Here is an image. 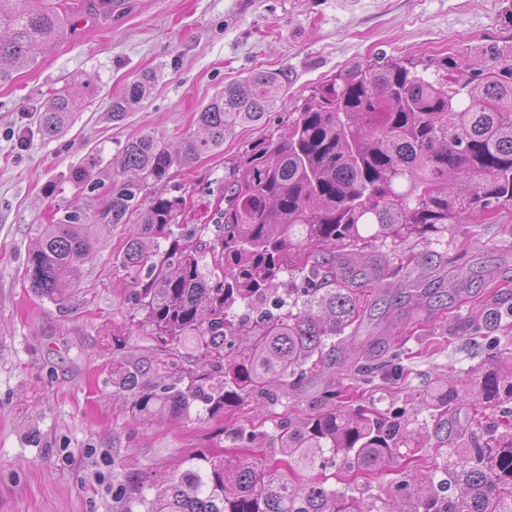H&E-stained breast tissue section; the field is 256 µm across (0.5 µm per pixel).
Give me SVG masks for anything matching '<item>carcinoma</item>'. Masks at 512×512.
Masks as SVG:
<instances>
[{
  "label": "carcinoma",
  "instance_id": "obj_1",
  "mask_svg": "<svg viewBox=\"0 0 512 512\" xmlns=\"http://www.w3.org/2000/svg\"><path fill=\"white\" fill-rule=\"evenodd\" d=\"M112 12V0H0V84L12 64L35 62L76 10ZM147 74L112 102V119L150 92ZM288 73L259 71L229 85L197 114L201 133L173 151L147 133L127 141L109 180L78 168L79 188L100 200L52 224H35L25 276L40 298L64 302L96 252V232L129 226L115 261L131 292L130 323L158 344L149 361L131 358L112 333V394L134 421L169 414L210 420L348 366L368 385L405 351L381 362L338 359L375 294L416 288L401 273L441 265L444 255L404 256L407 242L430 243L448 225L512 210V36L462 60L445 55L375 57L320 84L277 137L237 158L214 225L181 224L183 200L149 185L224 146L238 126L261 124L285 104ZM86 80L56 91L38 130L52 140L73 123ZM288 274V281L281 280ZM499 302L486 305L475 335L495 332ZM350 388L328 387L305 417H284L269 433L227 431L235 451L201 449L186 467L138 480L160 484L143 512H512V361L491 355L465 386L454 376L423 394L424 434L405 407L350 404ZM469 407L460 417L463 407ZM428 457L422 474L406 460ZM355 474L391 475L372 492ZM337 480V484L330 480Z\"/></svg>",
  "mask_w": 512,
  "mask_h": 512
}]
</instances>
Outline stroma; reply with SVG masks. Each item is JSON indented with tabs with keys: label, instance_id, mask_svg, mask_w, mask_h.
<instances>
[{
	"label": "stroma",
	"instance_id": "obj_1",
	"mask_svg": "<svg viewBox=\"0 0 512 512\" xmlns=\"http://www.w3.org/2000/svg\"><path fill=\"white\" fill-rule=\"evenodd\" d=\"M112 15L75 14L74 24L34 64L14 67L0 86V512H126L133 477L176 470L200 449L221 451L224 431L257 415L244 406L210 423L133 421L109 380L112 331L129 326V290L112 261L128 228L98 231L97 252L66 302L42 299L24 286L30 227L73 207L93 211L95 198L72 174L88 157L91 177L112 172V159L132 137L153 133L172 146L196 128L195 114L228 84L259 70L288 73V96L261 125H243L222 149L171 170L160 188L179 196L183 224H204L233 162L252 142L280 133L281 121L314 87L352 62L389 56H462L467 48L512 35L504 22L512 0H125ZM157 76L151 96L120 121L114 99L143 74ZM90 80L92 99L77 102L74 123L52 141L36 121L58 89ZM53 195H46L47 184ZM449 261L430 280L459 281L462 292L431 313L368 310L357 334L362 358L386 356L373 336L399 334L409 357L403 374L376 378L364 398L387 408L408 400L425 420L419 398L438 378H456L481 363L468 318L496 298L512 301V210L479 223L453 224L446 240L402 244ZM345 372L324 374L283 395L264 412L273 431L284 414H304L313 396L351 384ZM145 496H153L144 488Z\"/></svg>",
	"mask_w": 512,
	"mask_h": 512
}]
</instances>
